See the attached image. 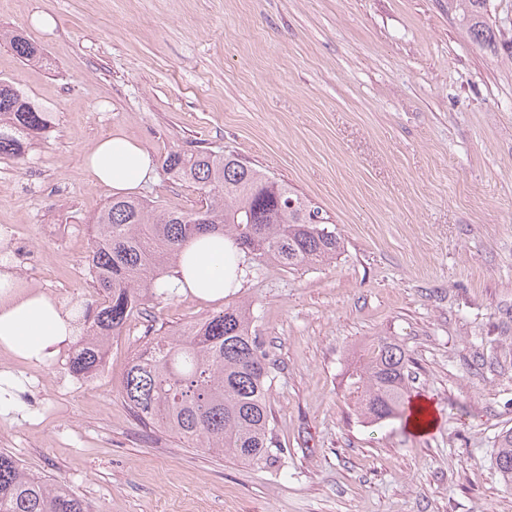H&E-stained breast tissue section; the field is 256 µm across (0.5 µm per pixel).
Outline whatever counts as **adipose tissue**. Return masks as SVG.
<instances>
[{"instance_id":"1","label":"adipose tissue","mask_w":512,"mask_h":512,"mask_svg":"<svg viewBox=\"0 0 512 512\" xmlns=\"http://www.w3.org/2000/svg\"><path fill=\"white\" fill-rule=\"evenodd\" d=\"M84 168L91 182L116 195L134 191L153 175L149 154L122 135L101 138L85 154ZM243 266L244 254L232 239L205 235L183 246L170 290L219 301L226 290L239 287ZM69 320V314L41 293L0 301V349L26 361L46 362L71 336Z\"/></svg>"}]
</instances>
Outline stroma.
I'll return each instance as SVG.
<instances>
[{
    "instance_id": "obj_1",
    "label": "stroma",
    "mask_w": 512,
    "mask_h": 512,
    "mask_svg": "<svg viewBox=\"0 0 512 512\" xmlns=\"http://www.w3.org/2000/svg\"><path fill=\"white\" fill-rule=\"evenodd\" d=\"M51 11L53 31L29 18ZM41 47L21 61L0 41V80L49 113L23 158L0 155V244L22 230L10 269L63 309L88 226L112 192L83 158L119 133L154 162L223 147L318 207L341 241L334 263L246 260L240 288L210 302H149L88 381L51 359L0 349L20 411L0 416V451L58 480L94 512H512L494 465L512 428V60L473 45L448 0H0V30ZM139 196L191 211L194 184L156 170ZM249 299L275 362L270 401L283 464L256 468L136 421L121 396L152 325L197 321ZM397 340L412 396L438 418L360 415L359 354Z\"/></svg>"
}]
</instances>
